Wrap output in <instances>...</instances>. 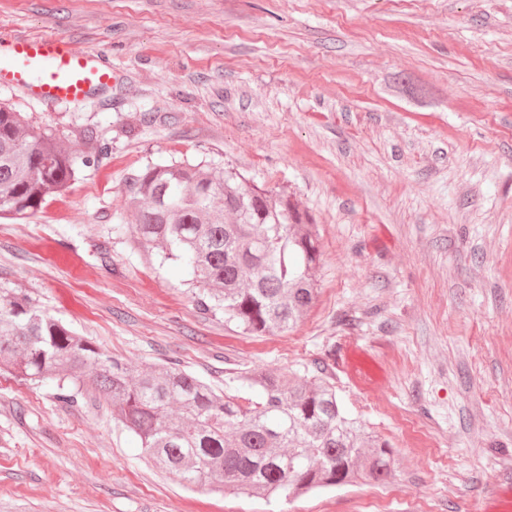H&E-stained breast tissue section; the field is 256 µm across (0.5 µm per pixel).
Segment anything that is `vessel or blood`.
Here are the masks:
<instances>
[{
    "mask_svg": "<svg viewBox=\"0 0 512 512\" xmlns=\"http://www.w3.org/2000/svg\"><path fill=\"white\" fill-rule=\"evenodd\" d=\"M114 78L111 59L98 51L75 49L52 35L0 34V85L22 89L31 98L80 101L106 90Z\"/></svg>",
    "mask_w": 512,
    "mask_h": 512,
    "instance_id": "vessel-or-blood-1",
    "label": "vessel or blood"
}]
</instances>
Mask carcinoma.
<instances>
[{"instance_id": "carcinoma-1", "label": "carcinoma", "mask_w": 512, "mask_h": 512, "mask_svg": "<svg viewBox=\"0 0 512 512\" xmlns=\"http://www.w3.org/2000/svg\"><path fill=\"white\" fill-rule=\"evenodd\" d=\"M393 84L426 98L403 78ZM90 164L0 104V216L36 214ZM133 188L138 242L189 271L200 311L224 312V323L248 336L285 333L306 316L320 252L309 214L288 196L230 166L148 165ZM0 368L54 382L63 401L82 393L105 401L144 456L186 483L271 498L392 475V446L324 380L244 372L232 378L254 393L243 404L174 365L131 370L22 290L0 295Z\"/></svg>"}]
</instances>
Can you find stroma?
I'll list each match as a JSON object with an SVG mask.
<instances>
[{"instance_id": "35a3bbf8", "label": "stroma", "mask_w": 512, "mask_h": 512, "mask_svg": "<svg viewBox=\"0 0 512 512\" xmlns=\"http://www.w3.org/2000/svg\"><path fill=\"white\" fill-rule=\"evenodd\" d=\"M0 30L119 75L75 103L0 86L96 159L0 219V288L134 370L323 379L395 450L384 485L224 494L154 469L105 402L1 371L0 512H512V0H0ZM156 162L230 165L308 211L319 294L296 328L235 332L144 251L131 187Z\"/></svg>"}]
</instances>
